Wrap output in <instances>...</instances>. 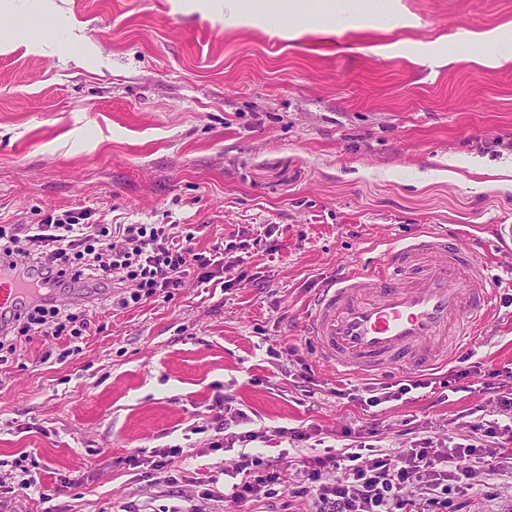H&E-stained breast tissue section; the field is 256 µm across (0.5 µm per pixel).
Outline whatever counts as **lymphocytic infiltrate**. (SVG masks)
I'll list each match as a JSON object with an SVG mask.
<instances>
[{
    "label": "lymphocytic infiltrate",
    "mask_w": 512,
    "mask_h": 512,
    "mask_svg": "<svg viewBox=\"0 0 512 512\" xmlns=\"http://www.w3.org/2000/svg\"><path fill=\"white\" fill-rule=\"evenodd\" d=\"M87 213L67 211L40 224H0V265L28 283L31 295L15 317L21 333L47 339L81 337L87 321L54 304L50 294L63 280L92 281L111 289V302L127 308L160 296L172 299L187 275L199 284L219 280L221 252H194L191 236L175 234L168 224H91ZM486 437L496 444L454 443L444 448L424 437L391 455L359 440L356 451L325 452L298 460L291 482L262 457L241 453L230 476L207 480L206 493L225 501L261 502L289 493L311 498V512H447L452 485L479 484L493 470L512 439V422L492 423ZM474 457V469L452 468L454 457Z\"/></svg>",
    "instance_id": "lymphocytic-infiltrate-1"
}]
</instances>
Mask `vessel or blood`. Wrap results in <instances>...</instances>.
I'll list each match as a JSON object with an SVG mask.
<instances>
[{"label": "vessel or blood", "instance_id": "1", "mask_svg": "<svg viewBox=\"0 0 512 512\" xmlns=\"http://www.w3.org/2000/svg\"><path fill=\"white\" fill-rule=\"evenodd\" d=\"M488 265L463 241L420 235L382 251L373 267L328 281L305 322L321 358L345 372L409 374L467 346L495 292ZM25 290L0 274V313Z\"/></svg>", "mask_w": 512, "mask_h": 512}]
</instances>
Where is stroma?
<instances>
[{
  "label": "stroma",
  "instance_id": "obj_1",
  "mask_svg": "<svg viewBox=\"0 0 512 512\" xmlns=\"http://www.w3.org/2000/svg\"><path fill=\"white\" fill-rule=\"evenodd\" d=\"M0 0V224L66 210L95 223L175 224L195 249L226 245L224 281L188 277L172 300L126 309L92 282L68 284L93 327L80 354L44 359L22 338L0 366V477L30 476L50 500L20 512H256L207 499L231 467L211 408L229 396L249 444L280 470L355 436L394 454L436 436L472 438L498 419L489 384L512 382V306L498 305L471 350L478 373L448 396L417 389L369 409L364 376L336 372L304 333L306 306L381 241L432 230L461 237L512 296V255L491 227L512 224V0ZM288 38H280V30ZM484 158L483 171L470 160ZM274 226L264 237L266 226ZM347 398L335 396V389ZM318 428L323 444L281 428ZM181 446L147 481L126 457ZM70 486H62V478ZM461 512H512V455Z\"/></svg>",
  "mask_w": 512,
  "mask_h": 512
}]
</instances>
